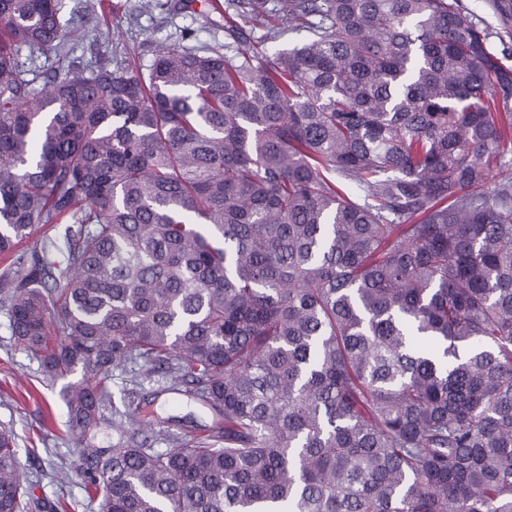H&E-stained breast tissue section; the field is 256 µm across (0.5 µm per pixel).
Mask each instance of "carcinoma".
<instances>
[{
  "label": "carcinoma",
  "instance_id": "obj_1",
  "mask_svg": "<svg viewBox=\"0 0 512 512\" xmlns=\"http://www.w3.org/2000/svg\"><path fill=\"white\" fill-rule=\"evenodd\" d=\"M64 7L0 0V312L65 381L56 498L72 471L100 512H512V46L462 0H280L302 45L143 74L72 56ZM127 366L154 399L112 395ZM19 451L0 424V512H54ZM166 402H169V405ZM155 406L157 408V412L159 417H167V416H179V417H188L191 415L193 417L196 424H208L209 418L206 415L201 414L195 406L190 401H187V398L184 396L177 395H164L161 396L158 401H156Z\"/></svg>",
  "mask_w": 512,
  "mask_h": 512
}]
</instances>
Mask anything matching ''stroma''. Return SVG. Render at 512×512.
<instances>
[{"mask_svg": "<svg viewBox=\"0 0 512 512\" xmlns=\"http://www.w3.org/2000/svg\"><path fill=\"white\" fill-rule=\"evenodd\" d=\"M111 26L74 19L72 44L75 56L93 62L95 53L109 56L118 65L147 71L157 46L205 50L223 46L224 13L212 0H194L191 8H178V0L164 6L148 0H112ZM7 320L0 314V423L12 425L21 450L23 476L36 496L49 497L53 489L41 479L58 458L75 461L76 438L66 426V408L59 388L41 387L37 363L21 351H6Z\"/></svg>", "mask_w": 512, "mask_h": 512, "instance_id": "stroma-1", "label": "stroma"}]
</instances>
